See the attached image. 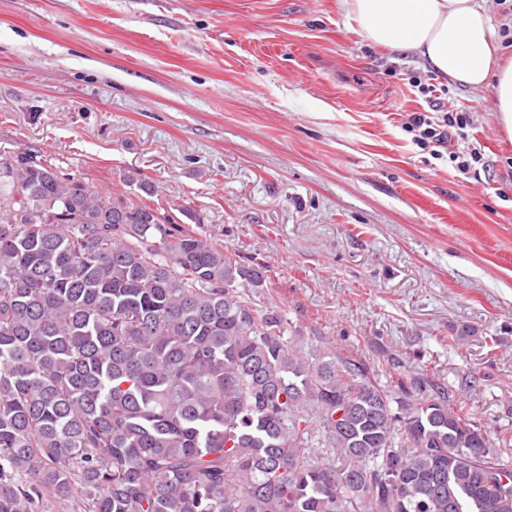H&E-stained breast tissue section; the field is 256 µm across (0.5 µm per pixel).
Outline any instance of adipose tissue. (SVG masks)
Returning <instances> with one entry per match:
<instances>
[{
  "instance_id": "adipose-tissue-1",
  "label": "adipose tissue",
  "mask_w": 512,
  "mask_h": 512,
  "mask_svg": "<svg viewBox=\"0 0 512 512\" xmlns=\"http://www.w3.org/2000/svg\"><path fill=\"white\" fill-rule=\"evenodd\" d=\"M362 35L415 54L453 81L491 88L496 119L512 141V55L492 35L478 0H339Z\"/></svg>"
}]
</instances>
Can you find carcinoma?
I'll list each match as a JSON object with an SVG mask.
<instances>
[{
    "label": "carcinoma",
    "instance_id": "cac0c4a2",
    "mask_svg": "<svg viewBox=\"0 0 512 512\" xmlns=\"http://www.w3.org/2000/svg\"><path fill=\"white\" fill-rule=\"evenodd\" d=\"M265 283L158 207L0 151V512H512V435L285 341Z\"/></svg>",
    "mask_w": 512,
    "mask_h": 512
}]
</instances>
